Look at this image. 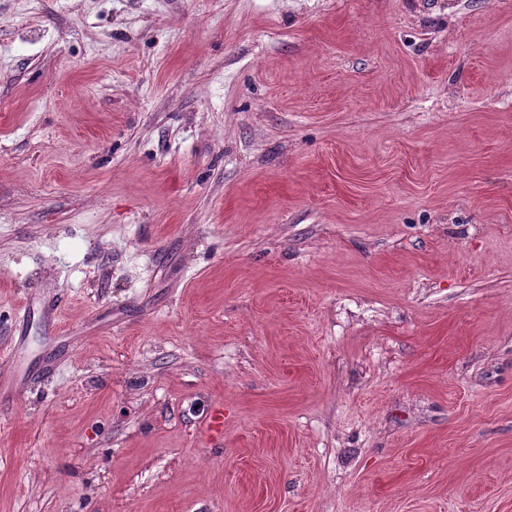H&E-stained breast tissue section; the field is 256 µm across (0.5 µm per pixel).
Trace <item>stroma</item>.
Listing matches in <instances>:
<instances>
[{
  "label": "stroma",
  "mask_w": 512,
  "mask_h": 512,
  "mask_svg": "<svg viewBox=\"0 0 512 512\" xmlns=\"http://www.w3.org/2000/svg\"><path fill=\"white\" fill-rule=\"evenodd\" d=\"M18 374L0 512H512V0H0Z\"/></svg>",
  "instance_id": "obj_1"
}]
</instances>
